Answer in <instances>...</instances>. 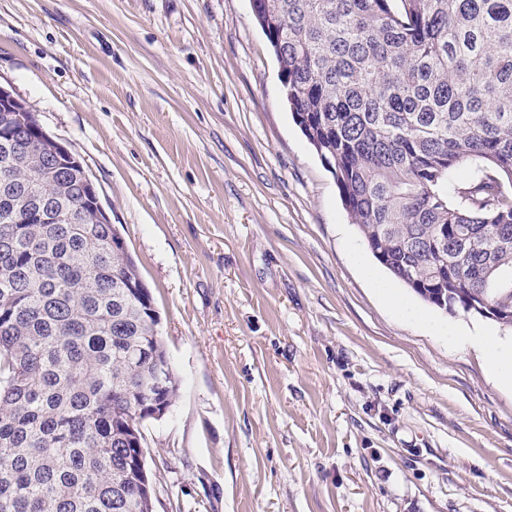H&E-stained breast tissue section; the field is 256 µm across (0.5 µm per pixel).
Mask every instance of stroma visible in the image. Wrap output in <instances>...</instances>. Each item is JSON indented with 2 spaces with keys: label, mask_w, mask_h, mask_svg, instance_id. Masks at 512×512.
<instances>
[{
  "label": "stroma",
  "mask_w": 512,
  "mask_h": 512,
  "mask_svg": "<svg viewBox=\"0 0 512 512\" xmlns=\"http://www.w3.org/2000/svg\"><path fill=\"white\" fill-rule=\"evenodd\" d=\"M0 87L86 166L180 380L154 512H512V391L395 313L251 0H0Z\"/></svg>",
  "instance_id": "1"
}]
</instances>
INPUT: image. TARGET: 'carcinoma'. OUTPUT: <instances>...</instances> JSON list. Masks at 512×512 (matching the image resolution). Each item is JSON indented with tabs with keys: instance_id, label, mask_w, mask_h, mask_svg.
<instances>
[{
	"instance_id": "obj_1",
	"label": "carcinoma",
	"mask_w": 512,
	"mask_h": 512,
	"mask_svg": "<svg viewBox=\"0 0 512 512\" xmlns=\"http://www.w3.org/2000/svg\"><path fill=\"white\" fill-rule=\"evenodd\" d=\"M288 109L379 264L512 328V0H258ZM21 101L0 125L29 136ZM486 170L467 188L457 168ZM74 156L0 144V512H149L179 392L153 298ZM32 182L51 196H24ZM87 217L64 223L76 205Z\"/></svg>"
}]
</instances>
